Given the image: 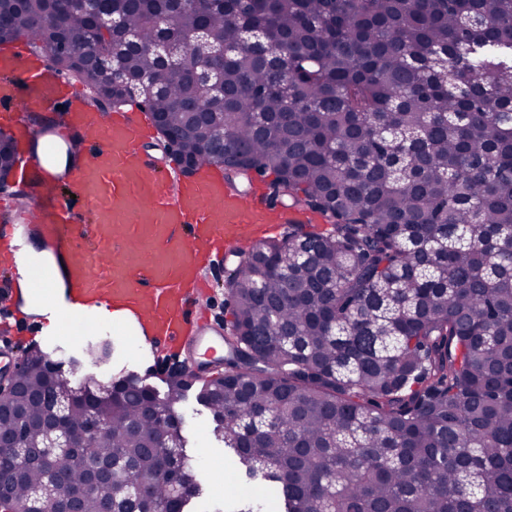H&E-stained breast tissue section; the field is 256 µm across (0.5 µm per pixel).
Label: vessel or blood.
<instances>
[{
  "mask_svg": "<svg viewBox=\"0 0 512 512\" xmlns=\"http://www.w3.org/2000/svg\"><path fill=\"white\" fill-rule=\"evenodd\" d=\"M31 46L25 35L0 54V129L14 140L16 176L44 196L27 207L0 200V329L99 319L171 351L192 332L207 365L219 364L223 329L202 302L200 265L258 245L259 225L287 223V213L232 191L206 165L171 189L142 150L147 111L104 112L74 96ZM52 102L60 124L27 121ZM33 247L52 265L34 264Z\"/></svg>",
  "mask_w": 512,
  "mask_h": 512,
  "instance_id": "b4317fda",
  "label": "vessel or blood"
}]
</instances>
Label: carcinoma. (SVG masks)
I'll use <instances>...</instances> for the list:
<instances>
[{
	"mask_svg": "<svg viewBox=\"0 0 512 512\" xmlns=\"http://www.w3.org/2000/svg\"><path fill=\"white\" fill-rule=\"evenodd\" d=\"M224 47V108L193 79L190 33ZM68 49L86 88L152 78L183 154L241 149L295 204L333 218L242 254L224 375L197 388L229 466L282 512H512V0H0V42ZM118 53L104 78L101 43ZM288 272V278L282 273ZM93 448L41 453L44 397ZM38 352L0 448L15 512H185L200 463L122 376L107 407ZM114 458L89 488L86 461ZM151 490L143 499L139 490ZM225 512L265 505L224 495Z\"/></svg>",
	"mask_w": 512,
	"mask_h": 512,
	"instance_id": "1",
	"label": "carcinoma"
}]
</instances>
